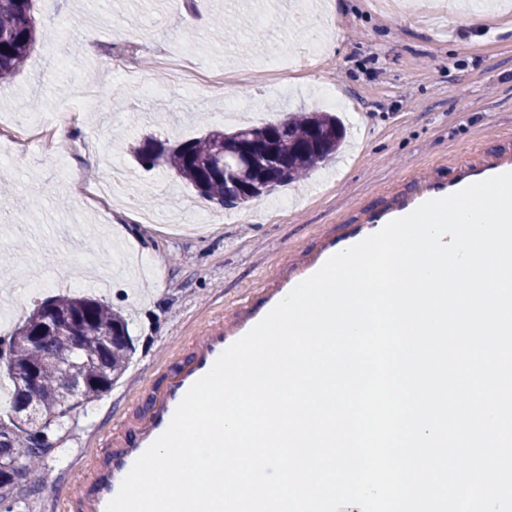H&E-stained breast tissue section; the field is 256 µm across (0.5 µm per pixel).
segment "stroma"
<instances>
[{
  "label": "stroma",
  "instance_id": "1",
  "mask_svg": "<svg viewBox=\"0 0 512 512\" xmlns=\"http://www.w3.org/2000/svg\"><path fill=\"white\" fill-rule=\"evenodd\" d=\"M33 0L43 29L62 40L41 43L12 77L0 81V115L26 121L29 100L44 113L68 103L84 108L73 161L86 182L121 170L129 187L154 195L156 213L174 219L160 228L123 211L83 203L60 187L53 156L15 153L0 191L13 199L0 212V336L20 326L35 304L54 296L92 297L128 323L135 353L121 379L78 406L55 430L58 443L16 490L20 512H63L84 460H105L112 433L143 415L167 375L190 355L186 340L234 309L263 304L258 282L275 278L289 258L315 253L326 235L342 233L386 193L421 173L445 183L458 157L512 150V0L480 24L467 22L471 0H451L453 24L436 26L381 11L375 0ZM338 22H331V13ZM329 46L313 57L307 32ZM192 33L186 45L184 33ZM146 47L139 89H129L103 55L74 57L69 46L100 45L117 35ZM183 52L212 67L246 68L256 111L220 118L223 101L199 104V85L163 82L157 51ZM337 94L347 138L335 161L311 172L303 186H283L248 205L209 219L210 202L159 169L139 166L126 152L133 139L185 141L209 129L261 125L272 113L326 111L320 92ZM150 252L163 282L148 271L116 273L108 290L95 287L84 263L115 261V244ZM43 488L30 494L32 485Z\"/></svg>",
  "mask_w": 512,
  "mask_h": 512
}]
</instances>
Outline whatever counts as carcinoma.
Masks as SVG:
<instances>
[{
    "mask_svg": "<svg viewBox=\"0 0 512 512\" xmlns=\"http://www.w3.org/2000/svg\"><path fill=\"white\" fill-rule=\"evenodd\" d=\"M46 37L33 14V0H0V80L15 74ZM345 137L341 120L328 112L300 111L278 123L214 129L176 145L152 138L134 140L128 152L145 168H161L198 196L220 207L239 206V197L257 199L297 182L331 161ZM270 142L278 160L261 164L234 184L224 180L222 160L255 142ZM122 315L91 298L56 297L35 306L9 336H0V366L13 382V418L26 426L16 438L0 431V512H14L17 480L33 471L55 444L54 428L78 405L110 391L133 354ZM71 358L81 392L68 395L59 360ZM34 374L35 386L19 380Z\"/></svg>",
    "mask_w": 512,
    "mask_h": 512,
    "instance_id": "cac0c4a2",
    "label": "carcinoma"
}]
</instances>
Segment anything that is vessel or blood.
Listing matches in <instances>:
<instances>
[{
	"label": "vessel or blood",
	"instance_id": "vessel-or-blood-1",
	"mask_svg": "<svg viewBox=\"0 0 512 512\" xmlns=\"http://www.w3.org/2000/svg\"><path fill=\"white\" fill-rule=\"evenodd\" d=\"M456 175L448 183H439L420 174L412 175L407 190L386 195L378 211L367 214L362 223L345 234L327 239L321 251L312 257L290 262L285 275L265 282V309L237 310L228 323L209 326L191 342L189 362L176 371L157 392L145 416L126 421L114 433L112 451L104 462L88 461L82 468L79 490L73 494L78 512H106L125 476L136 459L167 429L174 411L195 381L205 375L220 354L244 336L298 283L315 273L332 255L379 231L389 221L405 216L430 199L442 198L489 177L512 172V150L474 158H460Z\"/></svg>",
	"mask_w": 512,
	"mask_h": 512
}]
</instances>
